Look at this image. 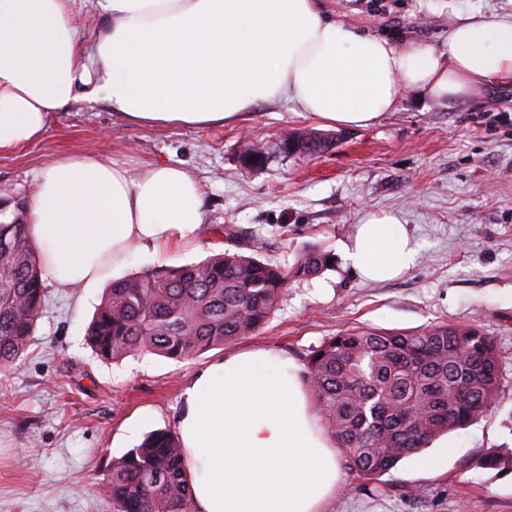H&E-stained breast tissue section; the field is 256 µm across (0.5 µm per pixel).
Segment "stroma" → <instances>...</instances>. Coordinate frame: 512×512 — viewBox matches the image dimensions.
Returning <instances> with one entry per match:
<instances>
[{
    "label": "stroma",
    "mask_w": 512,
    "mask_h": 512,
    "mask_svg": "<svg viewBox=\"0 0 512 512\" xmlns=\"http://www.w3.org/2000/svg\"><path fill=\"white\" fill-rule=\"evenodd\" d=\"M336 20L395 45L444 49L459 17L511 15L512 0H325ZM285 102L263 104L235 125L143 128L105 104L78 100L56 113L43 138L0 154V202L26 205L34 173L59 155L92 153L139 171L176 165L201 184L205 214L196 247L167 266L204 261L230 246L225 226L252 237L256 254L286 265L315 245L332 262L289 283L259 332L179 362L132 354L97 357L85 330L106 292L49 288L48 310L21 360L0 369V512H114L100 490L115 458L155 430H174L181 394L215 360L248 348L297 365L323 340L356 327L412 331L472 323L499 351L497 407L435 439L422 454L366 481L349 470L326 512H512V85L471 99L438 101L404 89L373 126L342 129L324 155L272 158L250 172L242 136L270 147L299 129H318ZM369 212L397 213L422 249L402 277L362 281L345 246ZM454 454L428 471L422 457ZM500 453L499 467L481 459Z\"/></svg>",
    "instance_id": "obj_1"
}]
</instances>
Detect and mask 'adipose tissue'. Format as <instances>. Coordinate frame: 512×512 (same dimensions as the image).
I'll use <instances>...</instances> for the list:
<instances>
[{"instance_id": "1", "label": "adipose tissue", "mask_w": 512, "mask_h": 512, "mask_svg": "<svg viewBox=\"0 0 512 512\" xmlns=\"http://www.w3.org/2000/svg\"><path fill=\"white\" fill-rule=\"evenodd\" d=\"M71 3L0 0V153L41 139L80 98L147 128L234 124L281 100L325 127L367 128L405 87L454 101L512 84V18L467 15L442 54L364 34L319 0H95L105 26L85 42ZM36 181L28 235L56 287H96L133 254L156 260L200 237L203 189L180 167L133 175L73 154L45 163ZM420 249L398 215L371 213L347 259L381 282ZM176 428L195 512H322L336 494V450L298 367L273 351L238 352L196 374Z\"/></svg>"}]
</instances>
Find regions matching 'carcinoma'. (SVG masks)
<instances>
[{
  "mask_svg": "<svg viewBox=\"0 0 512 512\" xmlns=\"http://www.w3.org/2000/svg\"><path fill=\"white\" fill-rule=\"evenodd\" d=\"M254 156L252 163L248 158ZM271 154L249 145L250 169ZM0 221V366L25 353L45 312L47 288L29 240L26 208L10 205ZM318 248L288 266L226 250L203 262L158 267L112 283L87 336L97 356L115 360L149 352L188 360L261 329L289 280L327 267ZM308 389L343 465L372 480L437 436L494 408L500 356L492 337L472 324L422 331L356 328L325 339L305 359ZM116 512H192V480L180 440L168 430L148 435L112 463L103 482Z\"/></svg>",
  "mask_w": 512,
  "mask_h": 512,
  "instance_id": "carcinoma-1",
  "label": "carcinoma"
}]
</instances>
